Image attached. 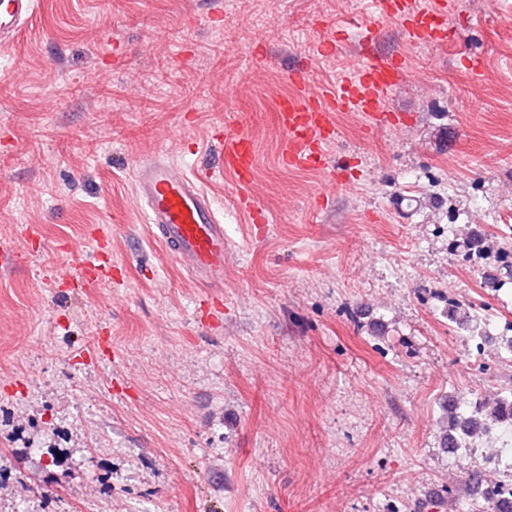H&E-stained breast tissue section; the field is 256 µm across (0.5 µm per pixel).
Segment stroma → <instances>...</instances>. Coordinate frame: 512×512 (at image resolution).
Listing matches in <instances>:
<instances>
[{"mask_svg":"<svg viewBox=\"0 0 512 512\" xmlns=\"http://www.w3.org/2000/svg\"><path fill=\"white\" fill-rule=\"evenodd\" d=\"M36 2L0 51V512H448L447 401L512 392V280L451 247L512 225V0H466L446 47L372 0ZM368 51L402 57L393 122L337 113V173L283 166L291 69L319 92ZM227 126L256 161L205 184L211 289L133 182L157 155L218 164Z\"/></svg>","mask_w":512,"mask_h":512,"instance_id":"35a3bbf8","label":"stroma"}]
</instances>
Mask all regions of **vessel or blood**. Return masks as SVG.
Masks as SVG:
<instances>
[{
	"label": "vessel or blood",
	"mask_w": 512,
	"mask_h": 512,
	"mask_svg": "<svg viewBox=\"0 0 512 512\" xmlns=\"http://www.w3.org/2000/svg\"><path fill=\"white\" fill-rule=\"evenodd\" d=\"M36 0H0V49L12 46L22 25L32 17ZM465 6L464 0H432L419 7L416 0H375L378 13L399 23L413 42L434 46L447 43V19ZM401 61L369 53L357 70L319 93L306 92V70L292 71L298 96L281 102L278 121L288 138L284 162L295 169L318 170L328 164L325 147L335 141L338 112H358L375 126L387 123L386 95L403 81ZM222 167L232 169L240 182H247L253 167L250 141L225 130ZM214 175L207 169L186 174L169 161L156 158L139 165L134 181L137 202L147 210L152 235L164 242L173 258L198 282H224V226L213 201L204 189Z\"/></svg>",
	"instance_id": "b4317fda"
}]
</instances>
